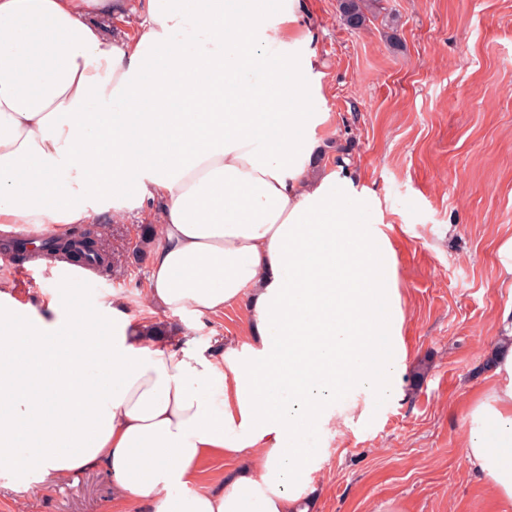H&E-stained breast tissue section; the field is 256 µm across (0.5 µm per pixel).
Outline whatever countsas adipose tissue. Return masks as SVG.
Returning a JSON list of instances; mask_svg holds the SVG:
<instances>
[{
    "label": "adipose tissue",
    "instance_id": "adipose-tissue-1",
    "mask_svg": "<svg viewBox=\"0 0 512 512\" xmlns=\"http://www.w3.org/2000/svg\"><path fill=\"white\" fill-rule=\"evenodd\" d=\"M0 0V225L90 224L140 209L161 243L165 312L241 304L215 360L130 335L53 293L0 305V469L44 487L100 467L112 512H311L304 438L393 396L404 317L375 194L320 167L328 134L301 0ZM492 381L465 418L467 459L512 506V307ZM238 459L218 485L204 463Z\"/></svg>",
    "mask_w": 512,
    "mask_h": 512
}]
</instances>
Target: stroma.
<instances>
[{
  "label": "stroma",
  "mask_w": 512,
  "mask_h": 512,
  "mask_svg": "<svg viewBox=\"0 0 512 512\" xmlns=\"http://www.w3.org/2000/svg\"><path fill=\"white\" fill-rule=\"evenodd\" d=\"M334 136L324 159L349 160L376 193L395 252L406 357L398 397L373 401L364 420L313 433L305 478L316 512H501L465 452L464 415L486 386L496 320L512 307L496 248L512 236V0H379L360 30L337 0H304ZM143 223L93 225L117 261L68 291L91 315L112 304L136 322L167 323L172 344L222 356L241 342L240 307L201 319L155 312L146 297L149 256H134ZM0 270L7 302L41 311L59 285ZM428 370L415 380L419 363ZM112 485L97 468L43 488L0 471V512H107Z\"/></svg>",
  "instance_id": "1"
}]
</instances>
